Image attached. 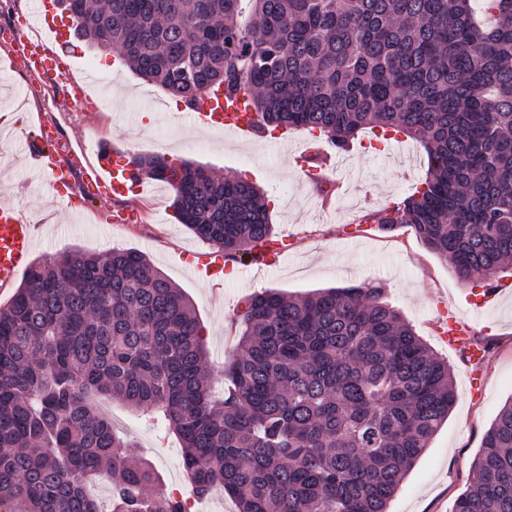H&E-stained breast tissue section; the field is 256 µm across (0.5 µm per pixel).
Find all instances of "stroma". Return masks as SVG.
Returning <instances> with one entry per match:
<instances>
[{
	"instance_id": "stroma-1",
	"label": "stroma",
	"mask_w": 512,
	"mask_h": 512,
	"mask_svg": "<svg viewBox=\"0 0 512 512\" xmlns=\"http://www.w3.org/2000/svg\"><path fill=\"white\" fill-rule=\"evenodd\" d=\"M58 47L66 74L83 84L94 69L109 86L106 98L89 89L87 98L63 99L53 81L30 77L16 63L17 47L0 42V205L14 207L38 227L33 257L43 260L80 249L106 255L137 249L175 282L192 301L206 329L208 378L220 377L233 358L227 345L234 318L251 294L275 288L294 297L349 284L382 285L390 303L439 356L453 376L455 404L447 422L403 479L389 512H452L457 497L476 479L473 462L485 431L502 406L512 400V296L505 294L477 328L474 342L488 348L482 363V387L471 390V364L464 350H449L436 330L441 310L475 316L472 305L481 287L460 279L449 262L428 251L408 225L379 230L366 216L411 195L428 172V158L414 140L400 139L395 151L375 149L371 130L352 143L349 180L339 172L312 182L292 147H310L311 136L291 131L280 137L245 142L197 129L182 118V105L139 79L115 53L70 36ZM56 123L73 148H84L82 163L93 160L88 147L98 139L114 143L125 156L167 154L203 166L219 178L256 183L269 205L275 238L288 242L278 264L261 269L249 257L228 259L219 279L204 275L214 246L192 234L175 218L173 193L146 180L139 196L87 201L72 208L28 159L24 148L35 132L37 116ZM343 181L340 194L331 188ZM132 442V455L156 466L165 484L185 481L180 444L164 424L137 414L120 400L102 406Z\"/></svg>"
}]
</instances>
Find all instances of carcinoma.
Instances as JSON below:
<instances>
[{
	"mask_svg": "<svg viewBox=\"0 0 512 512\" xmlns=\"http://www.w3.org/2000/svg\"><path fill=\"white\" fill-rule=\"evenodd\" d=\"M78 37L196 107L248 88L257 131L359 132L424 147L422 188L371 215L410 225L463 280L512 264V0H56ZM188 230L224 257L272 237L263 193L169 155H139ZM221 397L182 289L133 249L32 263L0 308V512H186L100 410L161 414L191 492L238 512H388L454 403L448 361L369 284L249 296ZM453 512H512V400L486 431Z\"/></svg>",
	"mask_w": 512,
	"mask_h": 512,
	"instance_id": "obj_1",
	"label": "carcinoma"
}]
</instances>
